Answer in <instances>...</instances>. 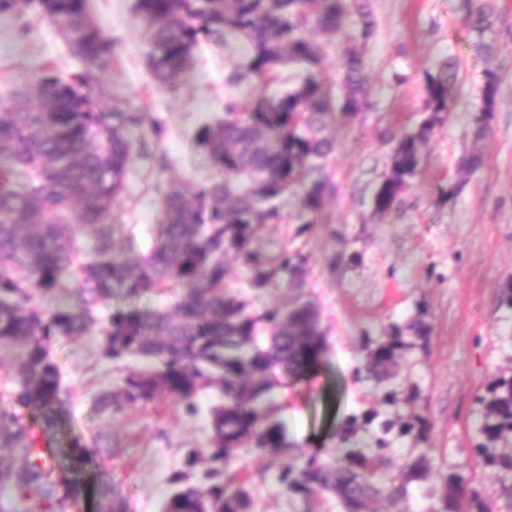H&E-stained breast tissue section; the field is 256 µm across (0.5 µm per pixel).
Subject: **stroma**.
<instances>
[{"label":"stroma","mask_w":512,"mask_h":512,"mask_svg":"<svg viewBox=\"0 0 512 512\" xmlns=\"http://www.w3.org/2000/svg\"><path fill=\"white\" fill-rule=\"evenodd\" d=\"M135 0H91V13L118 45L117 60L100 82L107 104H130L158 116L164 127L159 151L167 167L135 158L127 190L112 210L120 224L155 225L160 220L159 184L185 186L212 171L194 143L197 128L222 117L229 92L224 74L232 55L208 40L196 47L176 90L156 86L145 65L148 35L134 13ZM376 28L362 52L369 104L350 123H332L336 142L329 160L335 193L327 221L307 231L298 225H268L258 242L271 253L298 252L307 258L303 289L249 286L232 268L229 292L249 297L256 309L285 304L305 294L321 313L326 349L302 379L282 378L276 389L280 416L290 437L310 451L341 448L339 432L354 413L390 410L381 393L360 381L365 360L364 330L409 326L422 317L431 327L426 343L409 351L401 376L417 385L416 410L428 421L426 447L432 471L414 486L408 512H431L430 489L442 474L460 471L482 488L494 512H512L496 470L479 464L474 452L478 397L512 377V332L500 305L512 289V0H495L498 16L491 58L475 52L463 23L460 0H370ZM459 65L456 102L434 133L420 173L398 208L372 215L369 201L389 169L392 138L421 119L422 75L442 55ZM70 70L76 63L55 30L35 11L0 14V104L10 91L44 64ZM500 76L501 107L490 139L481 146L482 166L473 172L460 159L473 149L472 114L485 66ZM461 184L455 203L440 200L442 188ZM99 330L61 341L54 356L72 393L56 429L45 436L61 474L82 477L83 494L65 512H104L114 502L126 512H160L170 478L184 470V453L206 451V416L186 417L171 400L105 415L98 396L115 389L122 371L137 359L115 364L101 358ZM84 450L75 458L72 447ZM265 460L242 449L229 473L251 477L255 512H340L334 496L313 500L310 510L284 494Z\"/></svg>","instance_id":"obj_1"}]
</instances>
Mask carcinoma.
Here are the masks:
<instances>
[{
  "label": "carcinoma",
  "mask_w": 512,
  "mask_h": 512,
  "mask_svg": "<svg viewBox=\"0 0 512 512\" xmlns=\"http://www.w3.org/2000/svg\"><path fill=\"white\" fill-rule=\"evenodd\" d=\"M18 6L38 9L60 31L77 68L42 67L0 108V379L16 383L15 400L38 410L41 425L38 431L0 406V447L12 449L0 457V491L10 496L0 512H61L67 499L82 494L81 483L54 478L52 456L40 444L70 398L53 346L100 322L101 356L138 357L143 366L99 396V411L172 398L186 415L204 411L209 419L207 452L187 451V471L171 479L174 489L161 512H253L252 489L226 475L240 448L266 459L282 491L307 504L329 494L341 512H371L379 500L391 512H405L411 485L425 481L430 466L429 449L419 447L426 422L398 373L431 327L415 319L412 338L399 325L379 336L364 331L362 380L383 392L394 413L383 420L375 411L353 414L344 448L310 454L277 418L275 389L277 372L305 374L324 352L316 306L297 298L258 312L225 288L229 258L255 290L301 281L304 256L269 254L254 243L268 224L290 221L304 232L323 221L334 191L327 164L335 144L326 129L356 117L369 94L363 56L352 46L374 33L369 0H136L150 34L147 68L160 87H177L203 39L242 43L225 78L231 88L273 82L290 64L302 70L280 94L228 100L224 116L197 130L214 174L190 190L168 183L157 239L145 252L137 225L112 222V209L126 192L133 158L151 157L147 137L160 135L159 120L103 104L98 76L112 68L116 46L91 16L89 0H0V12ZM465 8L469 32L491 53L485 35L495 32L492 0H465ZM312 30L344 45L339 76L329 73ZM457 81L452 56L423 73L422 118L395 137L389 172L370 198L374 214L390 212L411 186L454 106ZM498 94V76L487 68L472 116L476 143L492 134ZM290 196L298 199L291 217L282 205ZM78 224L91 229V260L81 265ZM172 289L170 308L138 306L145 295ZM46 299L54 305L43 307ZM204 391L214 397L205 410L198 401ZM478 404L474 432L481 442L474 451L497 469L504 494L512 497V378ZM399 437L410 448L391 474ZM199 464L203 483L197 485L188 472ZM433 495L435 512H493L483 491L459 471L442 476Z\"/></svg>",
  "instance_id": "carcinoma-1"
}]
</instances>
